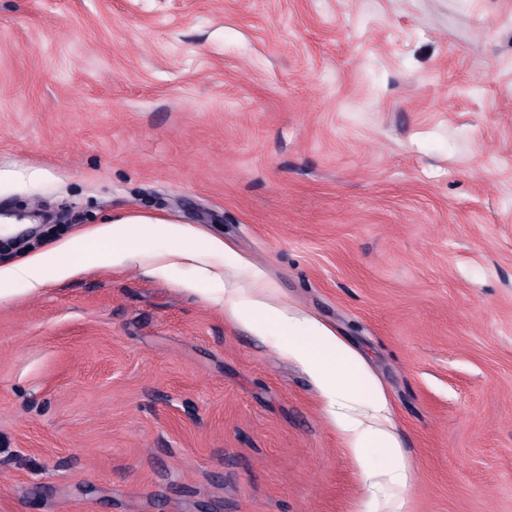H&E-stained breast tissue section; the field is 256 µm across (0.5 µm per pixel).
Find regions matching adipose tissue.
<instances>
[{"mask_svg": "<svg viewBox=\"0 0 512 512\" xmlns=\"http://www.w3.org/2000/svg\"><path fill=\"white\" fill-rule=\"evenodd\" d=\"M157 237L167 240V250L148 252L146 241ZM224 250L222 240L198 236L189 225L167 216L114 217L48 251L0 267V301L21 292L39 291L48 283L63 280L80 269L107 264L112 258L149 263L151 273L163 278L175 277L188 264L196 271L197 283L221 291L224 278L211 269L206 258ZM229 312L242 323L272 326L287 337L284 353L312 376L352 453L358 456L367 448L378 453L381 468L366 470V478L381 473L393 482L409 483L400 443L389 428L387 398L369 377L358 376L361 358L352 348L316 320L301 317L262 296L245 308L230 305Z\"/></svg>", "mask_w": 512, "mask_h": 512, "instance_id": "adipose-tissue-1", "label": "adipose tissue"}]
</instances>
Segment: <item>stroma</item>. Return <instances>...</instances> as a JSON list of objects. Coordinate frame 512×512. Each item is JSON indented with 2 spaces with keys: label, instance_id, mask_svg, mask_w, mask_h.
Returning <instances> with one entry per match:
<instances>
[{
  "label": "stroma",
  "instance_id": "stroma-1",
  "mask_svg": "<svg viewBox=\"0 0 512 512\" xmlns=\"http://www.w3.org/2000/svg\"><path fill=\"white\" fill-rule=\"evenodd\" d=\"M0 267L154 213L334 330L412 478L140 266L0 301V512H512V0H0Z\"/></svg>",
  "mask_w": 512,
  "mask_h": 512
}]
</instances>
